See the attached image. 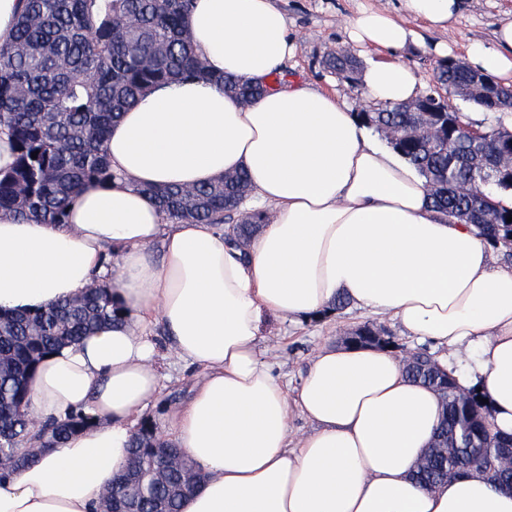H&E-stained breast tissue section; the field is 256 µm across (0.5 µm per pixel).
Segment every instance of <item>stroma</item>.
I'll use <instances>...</instances> for the list:
<instances>
[{
	"label": "stroma",
	"mask_w": 512,
	"mask_h": 512,
	"mask_svg": "<svg viewBox=\"0 0 512 512\" xmlns=\"http://www.w3.org/2000/svg\"><path fill=\"white\" fill-rule=\"evenodd\" d=\"M284 11L288 27L295 39L292 55L285 62L281 76L287 81H305L315 88L335 94L353 111H360L367 101L349 82L338 79L322 65L324 55L346 47L343 30L345 20L359 11L373 8L401 16L400 0H274ZM512 14V0H465L458 19L448 29L423 31L421 22L414 29L422 30L423 38L403 53L404 62L419 76L423 90L436 86L435 71L440 57L434 43L448 45L453 59H466L471 43H491L499 21ZM380 329L395 337L401 349H426L436 352L434 343L419 342L394 319L380 316L350 304L345 309L320 321H274L267 325L259 347L271 363L274 375L289 387H296L314 353L324 345H344L347 336L363 326ZM158 363L164 388L157 401L142 413L143 418L165 424L177 400L185 399L198 373L177 359L168 348L164 332H157Z\"/></svg>",
	"instance_id": "1"
}]
</instances>
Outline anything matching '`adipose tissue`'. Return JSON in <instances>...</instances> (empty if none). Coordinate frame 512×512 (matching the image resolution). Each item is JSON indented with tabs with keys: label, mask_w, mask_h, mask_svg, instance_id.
Here are the masks:
<instances>
[{
	"label": "adipose tissue",
	"mask_w": 512,
	"mask_h": 512,
	"mask_svg": "<svg viewBox=\"0 0 512 512\" xmlns=\"http://www.w3.org/2000/svg\"><path fill=\"white\" fill-rule=\"evenodd\" d=\"M409 19L448 28L461 0H403ZM208 70L268 84L244 105L205 80L152 91L113 126L116 177L85 186L64 224L0 213V311L34 312L111 288L124 324L62 347L28 380L37 424H90L0 481V512H100L131 461L141 412L163 389L154 329L200 373L167 416L164 438L201 475L180 512H512L483 476L433 487L412 474L442 420L435 392L389 349L325 346L294 389L258 349L267 320H309L344 296L435 343L460 388L478 387L494 430L512 434V270L493 268L467 224L433 210L424 179L376 144L352 110L306 83L271 87L294 49L272 0H194L186 19ZM367 59L364 98L408 102L421 83L402 60L416 41L380 10L350 18ZM472 67L512 78V18ZM247 171L271 218L247 251L210 224L166 223L144 185H200ZM160 255H152L153 243ZM471 355L453 369L446 351ZM312 421L296 435L292 412Z\"/></svg>",
	"instance_id": "1"
}]
</instances>
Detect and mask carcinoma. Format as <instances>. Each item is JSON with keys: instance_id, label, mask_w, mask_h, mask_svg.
<instances>
[{"instance_id": "cac0c4a2", "label": "carcinoma", "mask_w": 512, "mask_h": 512, "mask_svg": "<svg viewBox=\"0 0 512 512\" xmlns=\"http://www.w3.org/2000/svg\"><path fill=\"white\" fill-rule=\"evenodd\" d=\"M193 0H22L12 38L0 44V132L11 139L14 161L0 171V212L39 224H64L78 190L117 177L106 153L112 124L150 91L206 72L185 24ZM324 65L348 80L356 59L344 52L326 54ZM470 72L448 60L439 65L438 83L456 92ZM246 104L268 90L231 76L210 77ZM366 127L385 134L391 148L412 164L430 186L433 209L451 222L474 227L492 248L512 256V174L502 168L512 152V135L501 126L474 127L459 112H439L433 120L442 136L427 140L414 132L418 117L406 104L370 106L356 113ZM38 152L37 158L31 153ZM460 182L483 187L481 197L456 193ZM250 178L240 171L200 186L147 188L166 222L224 225L243 246L261 224L264 210H241ZM122 319V309L103 290L56 303L36 313H0V478L28 464L19 450L31 441L51 445L86 425L75 415L34 429L28 412V377L55 349L77 343L104 323ZM352 344L396 349L391 336L364 326ZM408 376L432 388L443 419L424 463L413 477L434 486L475 471L494 486H512V469L502 456L512 436L494 434L488 406L471 389L458 392L450 371L416 351L405 361ZM165 448L159 454L154 448ZM130 470L106 496L116 512H180L191 492L184 470L170 465L180 449L161 438L158 424L141 422L133 436Z\"/></svg>"}]
</instances>
